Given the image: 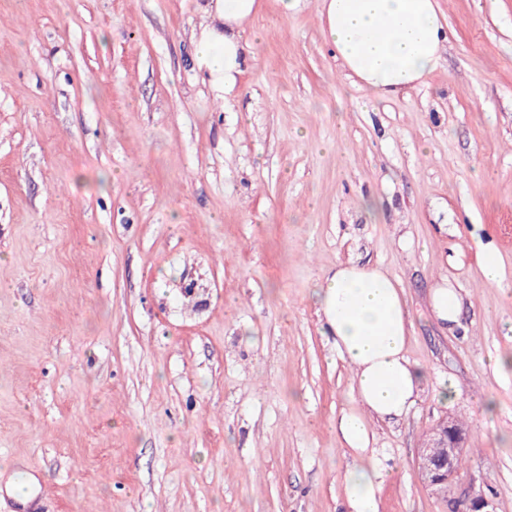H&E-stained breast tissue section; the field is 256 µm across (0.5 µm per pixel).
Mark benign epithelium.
<instances>
[{
  "mask_svg": "<svg viewBox=\"0 0 512 512\" xmlns=\"http://www.w3.org/2000/svg\"><path fill=\"white\" fill-rule=\"evenodd\" d=\"M466 435L465 426L454 420H443L433 428L419 456V469L428 485L446 486L457 476Z\"/></svg>",
  "mask_w": 512,
  "mask_h": 512,
  "instance_id": "obj_1",
  "label": "benign epithelium"
}]
</instances>
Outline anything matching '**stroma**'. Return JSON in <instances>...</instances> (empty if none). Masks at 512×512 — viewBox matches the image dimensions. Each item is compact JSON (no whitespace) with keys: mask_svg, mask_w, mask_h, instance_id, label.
I'll use <instances>...</instances> for the list:
<instances>
[{"mask_svg":"<svg viewBox=\"0 0 512 512\" xmlns=\"http://www.w3.org/2000/svg\"><path fill=\"white\" fill-rule=\"evenodd\" d=\"M203 3L0 0V512L35 484L36 512H345L351 373L313 291L349 261L403 284L428 374L373 426L380 512H512V372L491 368L512 353V0H436L439 68L373 103L318 0H261L218 98L191 61ZM445 417L467 463L437 490L416 460ZM430 307L433 317L438 322L447 323L450 329L459 324L462 299L454 288L448 286V283L433 289Z\"/></svg>","mask_w":512,"mask_h":512,"instance_id":"1","label":"stroma"}]
</instances>
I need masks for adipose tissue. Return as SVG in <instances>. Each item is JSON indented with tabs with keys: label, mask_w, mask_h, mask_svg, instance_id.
<instances>
[{
	"label": "adipose tissue",
	"mask_w": 512,
	"mask_h": 512,
	"mask_svg": "<svg viewBox=\"0 0 512 512\" xmlns=\"http://www.w3.org/2000/svg\"><path fill=\"white\" fill-rule=\"evenodd\" d=\"M259 6V0H209L204 10L193 60L219 97L236 89L253 57L242 34ZM318 12L341 67L371 101L424 85L448 40L435 0H320ZM316 297L336 353L353 373L354 405L336 424L339 444L355 453L343 475L346 512H379L388 472L370 449L371 425L408 415L426 381L407 355L404 291L380 269L342 263Z\"/></svg>",
	"instance_id": "obj_1"
}]
</instances>
